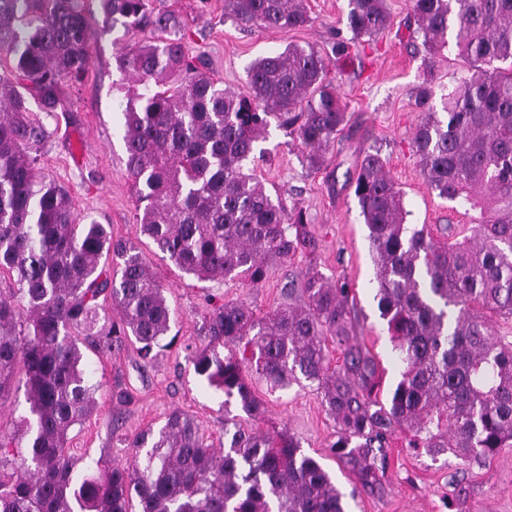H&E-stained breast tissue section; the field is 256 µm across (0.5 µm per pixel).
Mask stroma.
I'll return each mask as SVG.
<instances>
[{
    "instance_id": "35a3bbf8",
    "label": "stroma",
    "mask_w": 512,
    "mask_h": 512,
    "mask_svg": "<svg viewBox=\"0 0 512 512\" xmlns=\"http://www.w3.org/2000/svg\"><path fill=\"white\" fill-rule=\"evenodd\" d=\"M83 2L91 30L90 67L81 84L64 85L61 110L45 117L50 137L40 151L39 165L47 179L68 189L79 216L110 225L114 237L137 247L164 286L174 317L168 344L152 362H144L131 342L115 353L84 349L82 363L100 388L89 416L68 432L67 455L96 461L102 470L128 464L133 451L127 448L126 437L147 427L160 428L171 411L180 410L195 418L217 449L227 446V433L235 428L293 435L302 450L328 471L344 495L347 512H512V449L482 464L463 466L449 454L432 460L423 451L406 447L400 437L389 451L385 490L372 493L332 455L336 423L314 384L303 380L274 392L264 380H254L255 394L267 407L264 417L255 420L207 385L189 352L201 342L208 295L228 303H250L262 315L299 301V272L311 265L331 281L350 285L355 336L380 360L386 388L399 381L403 365L378 308L368 228L347 177L358 158L376 149L404 193L410 228L452 237L456 225L471 224L477 215L465 200L440 198L427 187L411 148L422 117L414 95L423 79L425 49L412 35L415 24L407 0H386L392 26L380 36L377 51L330 66L328 78L341 93L349 122L327 150L321 169H309L299 142L277 125H270L258 141L257 177L273 200L307 209L318 247L313 256L271 264L266 279L254 288L239 281H201L187 275L142 233V210L118 133L128 104L116 64L118 49L112 33L103 29L96 0ZM149 4L157 11L174 12L188 36L190 52L203 55L210 75L242 95L249 92L247 71L259 56L294 43L313 45L330 57L337 43L351 36L346 26L348 0H304L310 21L290 31L226 20L224 0ZM116 387L130 394V403L113 399Z\"/></svg>"
}]
</instances>
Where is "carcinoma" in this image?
Returning a JSON list of instances; mask_svg holds the SVG:
<instances>
[{
    "instance_id": "cac0c4a2",
    "label": "carcinoma",
    "mask_w": 512,
    "mask_h": 512,
    "mask_svg": "<svg viewBox=\"0 0 512 512\" xmlns=\"http://www.w3.org/2000/svg\"><path fill=\"white\" fill-rule=\"evenodd\" d=\"M98 5L107 31L162 33L117 57L133 82L120 132L144 234L201 280L258 284L270 263L314 251L307 210L273 201L246 163L273 118L299 140L309 167L322 166L348 123L327 80L329 60L290 44L250 66L249 93L240 95L200 71L203 56L189 53L172 14L149 0ZM408 7L430 55L451 44L469 64L456 90L440 93L428 77L418 87L424 117L413 152L430 190L465 198L480 218L456 242L412 231L379 151L358 160L352 185L378 306L404 365L389 399L380 397L379 361L353 336L349 288L312 268L302 273L304 304L262 317L244 303L217 305L202 325L207 341L192 352L196 373L254 419L265 408L244 368L273 388L317 384L338 425L330 451L371 492L383 490L386 448L399 431L434 459L450 453L470 464L512 448V342L488 319L512 317V0ZM348 8L352 37L336 48L341 56L359 54L390 26L385 0H349ZM224 16L276 31L309 21L303 0H224ZM0 51L14 61V79L0 76V274L25 301L20 310L0 293V400L22 385L30 414L21 436L0 430V512H346L329 474L291 435L238 429L218 453L181 411L128 438L132 465L73 483L67 434L93 409L96 390L79 344L115 352L133 339L150 362L172 312L136 247L113 239L110 225L80 218L68 192L37 167L49 130L31 105L56 112L63 84L80 82L90 63L81 0H0ZM109 257L111 275L101 266ZM330 339L342 355L335 369Z\"/></svg>"
}]
</instances>
